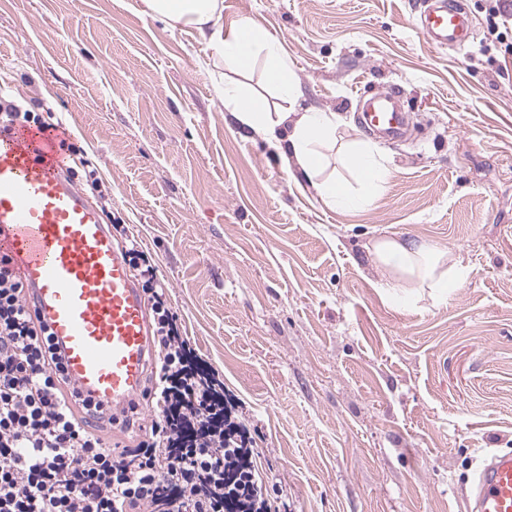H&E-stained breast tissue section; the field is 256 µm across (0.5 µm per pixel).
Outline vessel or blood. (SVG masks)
Returning a JSON list of instances; mask_svg holds the SVG:
<instances>
[{
  "instance_id": "1",
  "label": "vessel or blood",
  "mask_w": 512,
  "mask_h": 512,
  "mask_svg": "<svg viewBox=\"0 0 512 512\" xmlns=\"http://www.w3.org/2000/svg\"><path fill=\"white\" fill-rule=\"evenodd\" d=\"M418 28L434 46L471 39L461 0H423ZM411 116L392 87L370 97L362 128L401 138ZM57 141L0 126V252L29 287L31 304L64 357L68 381L120 413L138 404L154 355L146 300L97 208L69 178ZM475 512H512V453L479 473Z\"/></svg>"
}]
</instances>
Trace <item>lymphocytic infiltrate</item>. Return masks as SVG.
Masks as SVG:
<instances>
[{
	"label": "lymphocytic infiltrate",
	"instance_id": "lymphocytic-infiltrate-1",
	"mask_svg": "<svg viewBox=\"0 0 512 512\" xmlns=\"http://www.w3.org/2000/svg\"><path fill=\"white\" fill-rule=\"evenodd\" d=\"M119 235L150 294L153 418L114 416L66 381L25 282L0 255V512H277L271 476L256 468L223 380L182 336L135 236ZM116 429L137 431V446L114 445Z\"/></svg>",
	"mask_w": 512,
	"mask_h": 512
}]
</instances>
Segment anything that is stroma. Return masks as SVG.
<instances>
[{
  "label": "stroma",
  "mask_w": 512,
  "mask_h": 512,
  "mask_svg": "<svg viewBox=\"0 0 512 512\" xmlns=\"http://www.w3.org/2000/svg\"><path fill=\"white\" fill-rule=\"evenodd\" d=\"M463 49L430 44L420 0H223L279 38L301 107L336 113L326 176L359 100L399 86L412 125L375 139L387 189L325 205L258 135L229 128L215 55L142 0H0V86L63 121L154 259L183 333L239 399L288 512H471L491 454L512 451V32L462 0ZM382 237L466 269L440 297L385 289Z\"/></svg>",
  "instance_id": "1"
}]
</instances>
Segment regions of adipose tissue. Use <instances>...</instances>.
Listing matches in <instances>:
<instances>
[{
  "instance_id": "obj_1",
  "label": "adipose tissue",
  "mask_w": 512,
  "mask_h": 512,
  "mask_svg": "<svg viewBox=\"0 0 512 512\" xmlns=\"http://www.w3.org/2000/svg\"><path fill=\"white\" fill-rule=\"evenodd\" d=\"M150 13L170 25L193 27L200 38L215 50L214 67L245 72L261 66L266 83L277 90L287 108L269 111L263 97L233 83L224 86V108L237 126L264 135L284 162L294 163L323 202L331 207L368 206L373 196L387 184L391 169L372 145L349 144L346 161L362 182L361 188L324 178V145L335 143L339 121L332 112L299 110L302 97L281 42L269 35L253 18H241L232 33L221 22L223 0H145ZM376 262L389 272L390 290L400 288L419 293L423 288H444L449 278H464L457 265H446L444 252L413 241L382 238L374 242Z\"/></svg>"
}]
</instances>
